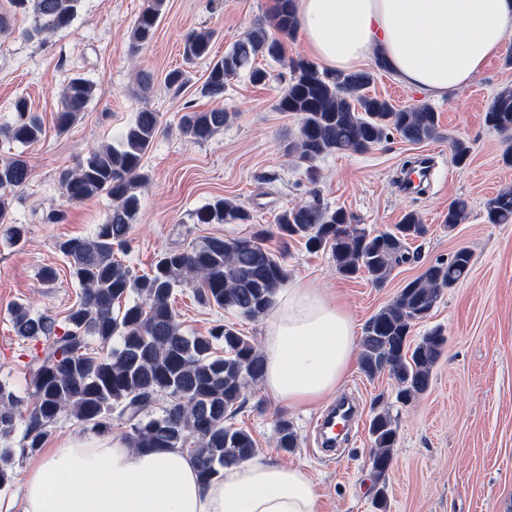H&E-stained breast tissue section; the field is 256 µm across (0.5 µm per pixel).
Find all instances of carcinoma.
Masks as SVG:
<instances>
[{
    "label": "carcinoma",
    "mask_w": 512,
    "mask_h": 512,
    "mask_svg": "<svg viewBox=\"0 0 512 512\" xmlns=\"http://www.w3.org/2000/svg\"><path fill=\"white\" fill-rule=\"evenodd\" d=\"M17 12H33L35 31H58L71 25L82 0H10ZM164 0L150 4L135 21L130 49L137 53L157 29ZM276 36L261 25L236 42L224 57L210 63L201 94L224 96L226 80L241 71L252 82L266 80L257 65L260 57L283 58L281 37H293L299 27L291 0H278L273 16ZM212 34L189 32L183 44L188 63L210 54ZM291 78L278 100V109L301 117L298 135L286 150L312 162L331 153H359L382 142L391 131L405 140L421 143L436 137L438 116L428 105L397 108L387 99L365 90L372 82L368 72L342 73L320 70L314 63L291 60ZM96 86L75 76L61 93L57 127L66 129L85 111ZM12 121L0 124V139L33 143L43 135L39 118L28 102L14 103ZM227 114L220 109L191 111L183 115L181 129L194 142H204L224 127ZM486 122L500 131L512 130V87L501 88ZM154 112L137 113L132 124L116 132L112 143L90 154L60 175L63 196L81 202L105 194L112 209L105 220L85 237L58 244L70 272L81 288L78 304L70 308L63 325L47 313H34L23 304L12 311L13 327L24 338L45 340L35 358L27 416L17 419L18 396L0 382V490L13 480L12 435L22 430V447L41 448L58 418L66 413L86 427L110 429L112 417L133 423L128 441L134 448L192 447L207 481L219 469L251 458L256 440L251 431L228 423L235 405L263 378L262 353L247 336L230 324H217L207 334L188 336L182 330L171 299L174 288L186 285L210 306L249 318L265 314L275 290L287 278L282 260L265 244V235L225 239L206 237L184 251L165 252L150 274L136 276L116 252L125 248L131 224L138 213L140 191L145 186L142 160L158 133ZM30 170L21 156L0 159V224L12 225L13 242H20L25 227L16 223L8 194L23 188ZM467 202L448 207L445 226L453 229L465 218ZM491 224L512 223V188L501 190L490 203ZM198 224H244L249 213L240 205L218 199L194 214ZM277 234L283 241L300 239L311 252L330 251L336 271L345 277L367 275L383 284L395 266L412 260L410 241L427 233L413 211L389 231H370L355 224L342 208L331 209L317 201L280 213ZM472 255L462 248L448 260L429 265L408 282L397 298L378 310L365 327L360 365L374 377L388 373L397 383V399H415L430 384L431 371L447 338L439 328L415 343L409 337L417 322L427 318L441 292L464 279ZM161 405L160 414L154 407ZM277 446L297 447V434L288 419L277 421ZM372 439L373 504L386 509V475L397 443V426L386 411L369 424Z\"/></svg>",
    "instance_id": "cac0c4a2"
}]
</instances>
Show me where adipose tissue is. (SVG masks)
<instances>
[{"label": "adipose tissue", "mask_w": 512, "mask_h": 512, "mask_svg": "<svg viewBox=\"0 0 512 512\" xmlns=\"http://www.w3.org/2000/svg\"><path fill=\"white\" fill-rule=\"evenodd\" d=\"M311 55L331 70L376 61L402 84L440 100L467 87L512 37V0H293ZM263 384L291 409L342 383L357 355L345 305L293 282L272 298ZM21 512H318L301 468L252 457L202 481L178 448H133L89 432L35 461L22 479Z\"/></svg>", "instance_id": "ef3b65f1"}]
</instances>
